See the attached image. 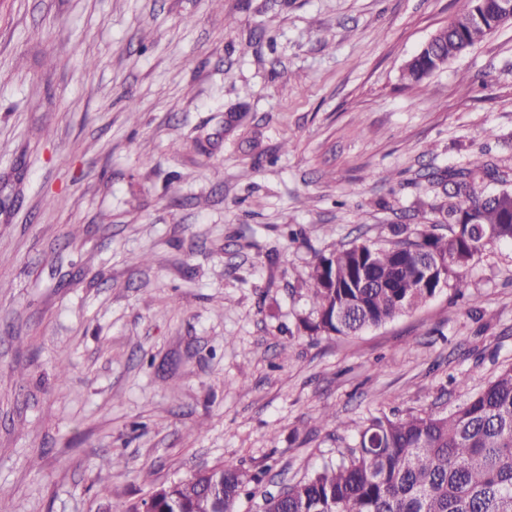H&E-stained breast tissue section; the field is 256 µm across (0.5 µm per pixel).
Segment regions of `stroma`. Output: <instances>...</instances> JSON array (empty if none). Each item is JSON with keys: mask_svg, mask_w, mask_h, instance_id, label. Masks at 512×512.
I'll return each mask as SVG.
<instances>
[{"mask_svg": "<svg viewBox=\"0 0 512 512\" xmlns=\"http://www.w3.org/2000/svg\"><path fill=\"white\" fill-rule=\"evenodd\" d=\"M464 0H0V500L126 512L216 465L237 512L512 364V245L355 336L336 244L432 228L433 171L512 175V24L413 87ZM335 414L337 425L322 421ZM117 458L109 466V458Z\"/></svg>", "mask_w": 512, "mask_h": 512, "instance_id": "35a3bbf8", "label": "stroma"}]
</instances>
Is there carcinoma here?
<instances>
[{
    "mask_svg": "<svg viewBox=\"0 0 512 512\" xmlns=\"http://www.w3.org/2000/svg\"><path fill=\"white\" fill-rule=\"evenodd\" d=\"M507 24L501 0H467L465 10L437 30L403 69L418 83ZM441 187L434 223L448 235L396 227L388 247L366 241L319 255L308 277L317 320L304 327L352 336L410 312L442 288L462 295L463 269L487 246L512 243V190L485 192L478 180L502 181L489 163L470 161L432 175ZM436 266L423 280L422 265ZM448 415L433 412L391 419L374 416L358 443L288 489L264 498L261 512H512V366L468 390ZM258 474L233 466L198 472L162 485L125 512H235Z\"/></svg>",
    "mask_w": 512,
    "mask_h": 512,
    "instance_id": "obj_1",
    "label": "carcinoma"
}]
</instances>
